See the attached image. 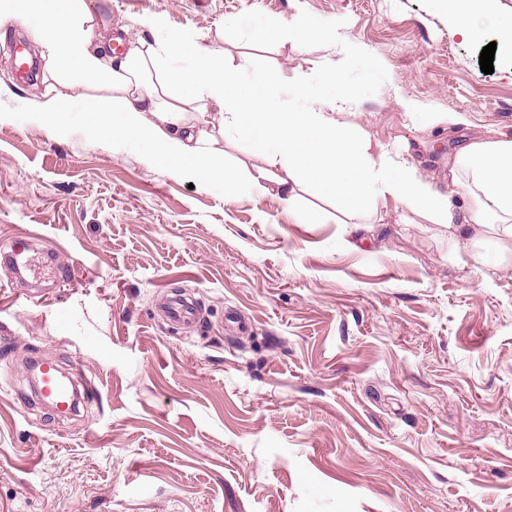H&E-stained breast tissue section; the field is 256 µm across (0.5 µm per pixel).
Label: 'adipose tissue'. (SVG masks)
<instances>
[{
    "label": "adipose tissue",
    "mask_w": 512,
    "mask_h": 512,
    "mask_svg": "<svg viewBox=\"0 0 512 512\" xmlns=\"http://www.w3.org/2000/svg\"><path fill=\"white\" fill-rule=\"evenodd\" d=\"M49 2L0 0V25L27 26L46 61L49 82L40 112L55 138L87 121L91 132H111L113 141L143 147L175 176L228 195L273 187L292 209L311 188L352 220L391 199L464 238L478 225L512 239V136L462 148L459 160L471 181L468 206L461 209L423 182L415 167L373 149L368 132L349 121L343 102L308 93L300 110L282 111L273 75L244 80L240 65L184 33L138 40L116 56L87 0H63V10L54 14ZM440 2L465 39H485L491 0ZM75 85L100 94L70 95ZM229 134L264 155V164L241 172L228 167L219 143Z\"/></svg>",
    "instance_id": "adipose-tissue-1"
}]
</instances>
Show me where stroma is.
I'll list each match as a JSON object with an SVG mask.
<instances>
[{
  "label": "stroma",
  "instance_id": "stroma-1",
  "mask_svg": "<svg viewBox=\"0 0 512 512\" xmlns=\"http://www.w3.org/2000/svg\"><path fill=\"white\" fill-rule=\"evenodd\" d=\"M125 41L185 32L271 71L281 103L347 92L353 120L462 201L459 151L512 135V60L482 73L436 0H95ZM314 23L366 47L269 38ZM336 84H327L329 73ZM42 81L0 41V512H512V260L388 201L349 231L313 189L227 197L85 128L52 138ZM457 125H436L434 113ZM69 268L33 288L20 236ZM199 321L173 325L172 292ZM79 363L75 416L29 360Z\"/></svg>",
  "mask_w": 512,
  "mask_h": 512
}]
</instances>
